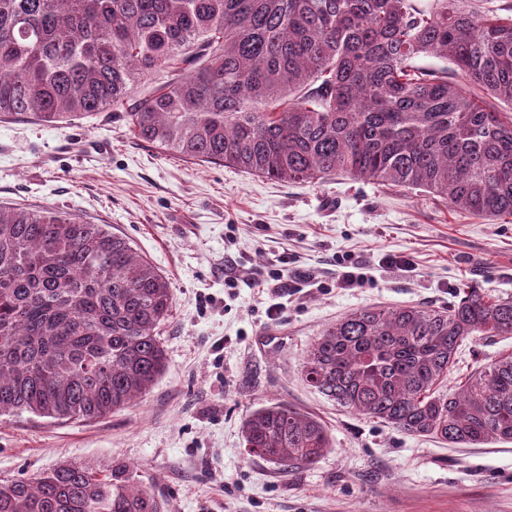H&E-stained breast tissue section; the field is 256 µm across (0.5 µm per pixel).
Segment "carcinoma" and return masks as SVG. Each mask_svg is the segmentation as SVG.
<instances>
[{
	"instance_id": "1",
	"label": "carcinoma",
	"mask_w": 512,
	"mask_h": 512,
	"mask_svg": "<svg viewBox=\"0 0 512 512\" xmlns=\"http://www.w3.org/2000/svg\"><path fill=\"white\" fill-rule=\"evenodd\" d=\"M448 70L415 64L420 56ZM165 85L137 92L156 70ZM508 107L484 106L480 93ZM128 106L133 136L186 160L288 182L336 175L512 216V14L472 0H0V119L54 124ZM446 308L370 306L330 323L303 383L452 447L512 442V353L444 388L459 347L512 336V297L477 284ZM167 278L104 224L0 205V415L103 417L166 368ZM248 454L291 471L331 436L273 403ZM0 512H169L120 466L61 463L0 483Z\"/></svg>"
}]
</instances>
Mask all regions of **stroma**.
<instances>
[{"mask_svg":"<svg viewBox=\"0 0 512 512\" xmlns=\"http://www.w3.org/2000/svg\"><path fill=\"white\" fill-rule=\"evenodd\" d=\"M0 204L110 225L173 294L159 330L167 367L150 392L97 419L0 417L1 482L66 460L127 467L170 512H512V443L451 448L410 436L300 378L307 347L351 310L445 307L464 283L512 297V218L346 176L286 183L192 163L134 138L114 108L54 125L0 121ZM388 253L410 270L382 268ZM279 257L315 286H258ZM346 257L363 275L349 288L339 284ZM228 268L238 287L225 286ZM510 352L512 336L464 342L449 387ZM278 402L328 427L332 446L316 464L284 473L247 454L243 418Z\"/></svg>","mask_w":512,"mask_h":512,"instance_id":"obj_1","label":"stroma"}]
</instances>
